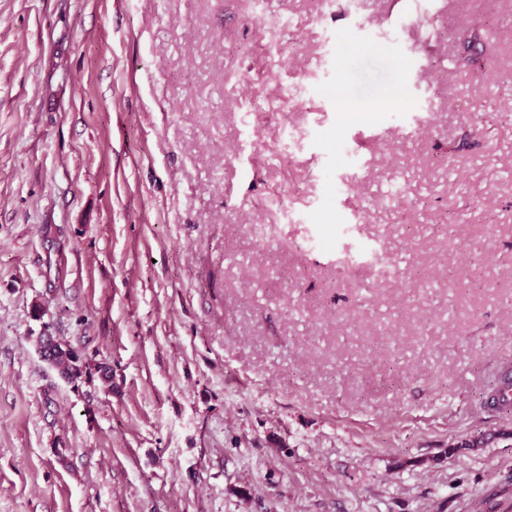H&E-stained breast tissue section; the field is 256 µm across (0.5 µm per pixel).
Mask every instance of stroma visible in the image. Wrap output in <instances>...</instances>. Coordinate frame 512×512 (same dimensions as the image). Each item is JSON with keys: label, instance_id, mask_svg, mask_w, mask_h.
<instances>
[{"label": "stroma", "instance_id": "obj_1", "mask_svg": "<svg viewBox=\"0 0 512 512\" xmlns=\"http://www.w3.org/2000/svg\"><path fill=\"white\" fill-rule=\"evenodd\" d=\"M507 371L512 0H0V512H512ZM484 48L477 29L466 32L459 40L457 63L465 68L471 67L474 71L481 69ZM40 353L44 360L52 365L54 364L61 375L74 385L86 380L92 381L93 375L96 373H100L101 379L105 382L110 381V368L108 366L100 364V366L94 368L95 372L93 374L90 364L77 349L69 344H62L59 351H54L53 363L51 359L46 357V352L42 347Z\"/></svg>", "mask_w": 512, "mask_h": 512}]
</instances>
